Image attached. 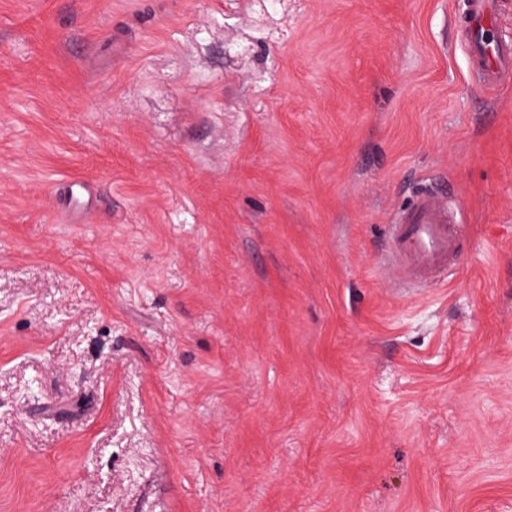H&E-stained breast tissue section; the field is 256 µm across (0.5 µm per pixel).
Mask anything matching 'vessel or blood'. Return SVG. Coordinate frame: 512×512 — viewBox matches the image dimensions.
<instances>
[{
	"label": "vessel or blood",
	"instance_id": "b4317fda",
	"mask_svg": "<svg viewBox=\"0 0 512 512\" xmlns=\"http://www.w3.org/2000/svg\"><path fill=\"white\" fill-rule=\"evenodd\" d=\"M456 15L470 66L483 83L495 87L512 82V39L490 40L493 0H458ZM459 211L448 208L444 190L427 185L399 212L391 226L390 249L395 266L407 281L422 287L440 278L452 264L460 233L454 228Z\"/></svg>",
	"mask_w": 512,
	"mask_h": 512
}]
</instances>
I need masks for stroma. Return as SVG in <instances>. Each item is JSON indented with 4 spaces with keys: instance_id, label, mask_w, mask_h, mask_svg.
<instances>
[{
    "instance_id": "1",
    "label": "stroma",
    "mask_w": 512,
    "mask_h": 512,
    "mask_svg": "<svg viewBox=\"0 0 512 512\" xmlns=\"http://www.w3.org/2000/svg\"><path fill=\"white\" fill-rule=\"evenodd\" d=\"M453 2L0 0V512H512V85ZM446 193L433 185L420 188L411 206L399 212L391 224L392 260L418 288L448 271L458 251L460 208L456 204L449 212ZM448 224L458 227L453 231Z\"/></svg>"
}]
</instances>
